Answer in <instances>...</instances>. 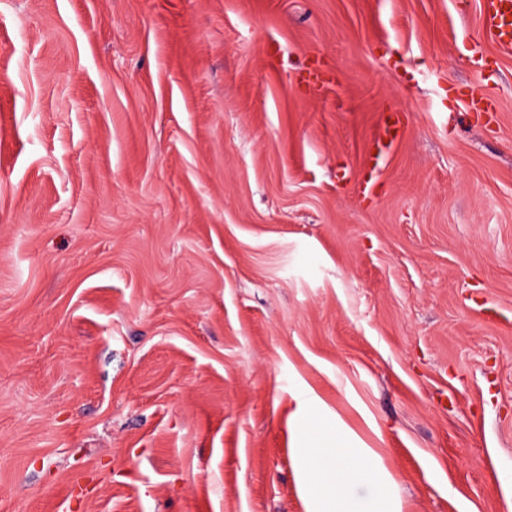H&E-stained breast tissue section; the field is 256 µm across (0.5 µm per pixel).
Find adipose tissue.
<instances>
[{"mask_svg":"<svg viewBox=\"0 0 512 512\" xmlns=\"http://www.w3.org/2000/svg\"><path fill=\"white\" fill-rule=\"evenodd\" d=\"M305 414L296 419L292 450L306 512H402L394 479L379 462L377 452L304 390ZM367 483L376 493L367 506L339 494L341 486Z\"/></svg>","mask_w":512,"mask_h":512,"instance_id":"adipose-tissue-1","label":"adipose tissue"}]
</instances>
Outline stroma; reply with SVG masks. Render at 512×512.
Listing matches in <instances>:
<instances>
[{
    "label": "stroma",
    "instance_id": "obj_1",
    "mask_svg": "<svg viewBox=\"0 0 512 512\" xmlns=\"http://www.w3.org/2000/svg\"><path fill=\"white\" fill-rule=\"evenodd\" d=\"M304 387L403 512H512L478 0H0V512H305Z\"/></svg>",
    "mask_w": 512,
    "mask_h": 512
}]
</instances>
